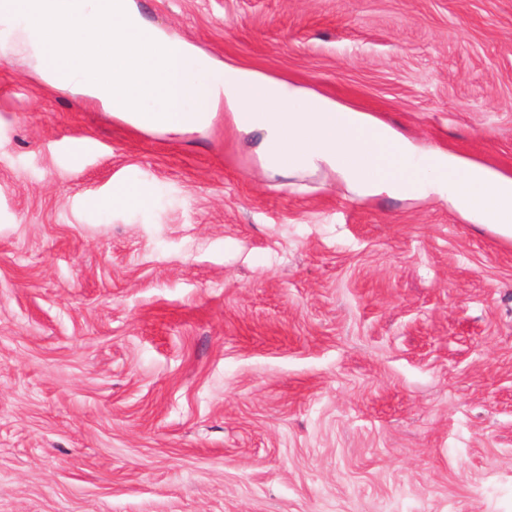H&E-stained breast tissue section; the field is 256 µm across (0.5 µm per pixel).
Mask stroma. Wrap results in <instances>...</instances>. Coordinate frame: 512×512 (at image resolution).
<instances>
[{
  "label": "stroma",
  "mask_w": 512,
  "mask_h": 512,
  "mask_svg": "<svg viewBox=\"0 0 512 512\" xmlns=\"http://www.w3.org/2000/svg\"><path fill=\"white\" fill-rule=\"evenodd\" d=\"M133 3L512 173V0ZM0 512H512V240L0 60ZM111 203L112 207H146L151 203V198L137 186L123 182L113 186Z\"/></svg>",
  "instance_id": "stroma-1"
}]
</instances>
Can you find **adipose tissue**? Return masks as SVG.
<instances>
[{"mask_svg":"<svg viewBox=\"0 0 512 512\" xmlns=\"http://www.w3.org/2000/svg\"><path fill=\"white\" fill-rule=\"evenodd\" d=\"M17 52L50 85L140 130H203L220 112L267 174L326 168L351 201L434 202L512 239V174L293 82L219 63L150 26L131 0H0V58Z\"/></svg>","mask_w":512,"mask_h":512,"instance_id":"obj_1","label":"adipose tissue"}]
</instances>
